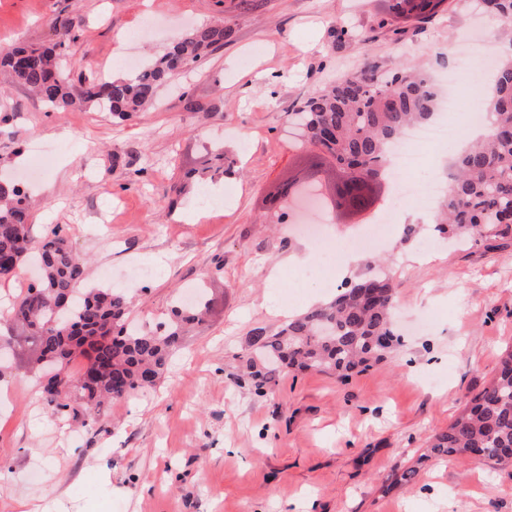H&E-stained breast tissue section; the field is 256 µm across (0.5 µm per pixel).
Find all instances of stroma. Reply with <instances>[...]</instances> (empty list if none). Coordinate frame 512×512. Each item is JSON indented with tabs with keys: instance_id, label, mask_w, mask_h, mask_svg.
<instances>
[{
	"instance_id": "35a3bbf8",
	"label": "stroma",
	"mask_w": 512,
	"mask_h": 512,
	"mask_svg": "<svg viewBox=\"0 0 512 512\" xmlns=\"http://www.w3.org/2000/svg\"><path fill=\"white\" fill-rule=\"evenodd\" d=\"M470 2L443 0L419 21L389 0H0V47L61 40L67 67L110 78L128 74L133 30L147 31L136 48L147 61L189 26L220 17L231 29L155 109L123 122L0 86V175L28 168L34 144L46 154L26 186L34 239L60 227L91 288L108 287L104 269L123 279L150 267L148 283L125 284L140 324L188 287L210 303L154 389L89 423L44 405L29 351L13 348L0 376V512L21 500L43 512H512V466L418 460L512 347V239L453 246L427 233L430 213L405 211L381 251L403 333L387 360L344 381L282 374L263 397L236 383L254 328L276 331L331 296L318 264L288 262L308 241L267 217L268 195L307 156L293 112L353 69L459 72L462 48L492 47ZM219 146L229 170L177 193ZM410 467L411 483L382 493Z\"/></svg>"
}]
</instances>
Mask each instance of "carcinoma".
Masks as SVG:
<instances>
[{
    "mask_svg": "<svg viewBox=\"0 0 512 512\" xmlns=\"http://www.w3.org/2000/svg\"><path fill=\"white\" fill-rule=\"evenodd\" d=\"M441 0H398L419 17ZM499 35L512 43V0H487ZM224 22L187 29L136 75L109 79L87 75L74 81L64 68L61 44L34 48L18 44L0 53V74L26 87L47 106L66 111L96 103L127 120L153 105L160 89L184 67L224 45ZM491 91L483 107L488 131L452 162L445 211L435 224L443 238L461 243L512 237V57L492 68ZM440 91L429 71L405 63L392 72L361 70L341 75L330 88L309 97L296 122L303 143L319 150L317 165L332 158L336 166L366 159L385 174L392 146L409 128L435 115ZM366 185L352 197L356 210L373 207ZM29 196L14 182L0 181V284L36 255L40 276L18 294L9 320L23 341L35 346L45 370L42 398L59 415L95 417L108 399L122 400L153 387L190 329L207 313L199 299L191 308L176 304L154 330L129 321L127 296L118 288L84 286L86 258L59 227L32 250ZM395 281L391 273L366 263L355 282H344L327 302L288 320L274 334L252 331L251 352L238 385L263 396L275 377L292 370L328 373L347 379L384 360L400 344L393 316ZM83 359L81 371L70 363ZM466 455L495 465L512 464V349L500 358L495 376L463 405L448 428L432 435L427 459Z\"/></svg>",
    "mask_w": 512,
    "mask_h": 512,
    "instance_id": "cac0c4a2",
    "label": "carcinoma"
}]
</instances>
